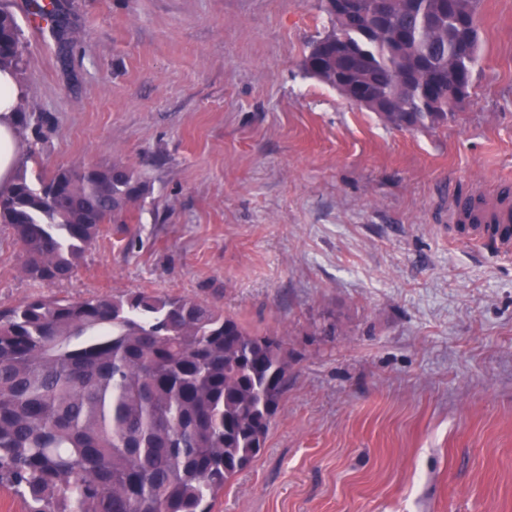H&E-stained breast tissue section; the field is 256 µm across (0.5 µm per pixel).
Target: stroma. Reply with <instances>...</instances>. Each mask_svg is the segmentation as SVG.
I'll list each match as a JSON object with an SVG mask.
<instances>
[{"label": "stroma", "instance_id": "obj_1", "mask_svg": "<svg viewBox=\"0 0 512 512\" xmlns=\"http://www.w3.org/2000/svg\"><path fill=\"white\" fill-rule=\"evenodd\" d=\"M28 2L29 182L121 161L151 192L62 283L0 224V309L140 290L282 338L288 393L212 512H512V256L450 213L512 176V0H481L470 94L418 130L306 75L318 0H62L65 39Z\"/></svg>", "mask_w": 512, "mask_h": 512}]
</instances>
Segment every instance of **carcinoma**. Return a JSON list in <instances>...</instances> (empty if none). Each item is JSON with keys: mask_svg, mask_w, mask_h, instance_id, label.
Returning a JSON list of instances; mask_svg holds the SVG:
<instances>
[{"mask_svg": "<svg viewBox=\"0 0 512 512\" xmlns=\"http://www.w3.org/2000/svg\"><path fill=\"white\" fill-rule=\"evenodd\" d=\"M480 0H357L311 45V77L346 93L327 50L341 37L396 128L448 123L479 59ZM23 63L0 4V69ZM18 163L0 223L40 283L71 279L106 223L128 231L149 191L121 162L58 170L31 187ZM283 340L192 298L145 291L0 311V487L27 512H211L258 457L288 391Z\"/></svg>", "mask_w": 512, "mask_h": 512, "instance_id": "1", "label": "carcinoma"}]
</instances>
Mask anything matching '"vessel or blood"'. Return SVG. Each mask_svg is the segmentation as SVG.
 Wrapping results in <instances>:
<instances>
[{"label": "vessel or blood", "mask_w": 512, "mask_h": 512, "mask_svg": "<svg viewBox=\"0 0 512 512\" xmlns=\"http://www.w3.org/2000/svg\"><path fill=\"white\" fill-rule=\"evenodd\" d=\"M454 217L469 225L475 242L491 244L505 256L512 254V205L476 196L455 204Z\"/></svg>", "instance_id": "1"}]
</instances>
